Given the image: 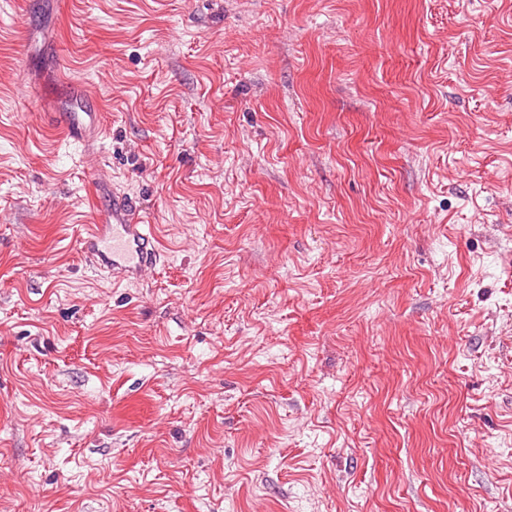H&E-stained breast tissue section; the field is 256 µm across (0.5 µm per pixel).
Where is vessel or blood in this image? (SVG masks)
Wrapping results in <instances>:
<instances>
[{"instance_id": "1", "label": "vessel or blood", "mask_w": 512, "mask_h": 512, "mask_svg": "<svg viewBox=\"0 0 512 512\" xmlns=\"http://www.w3.org/2000/svg\"><path fill=\"white\" fill-rule=\"evenodd\" d=\"M98 121L95 112H69L61 116L59 124L66 138L82 143L88 124ZM83 253L94 271L107 273L116 283L144 279L161 259L152 225L140 217L133 198L117 191L107 213L91 227Z\"/></svg>"}]
</instances>
